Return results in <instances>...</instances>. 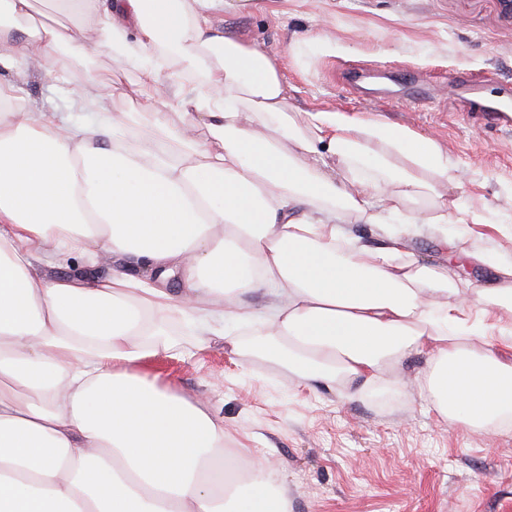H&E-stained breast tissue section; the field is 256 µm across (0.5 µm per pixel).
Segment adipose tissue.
Segmentation results:
<instances>
[{"label": "adipose tissue", "mask_w": 512, "mask_h": 512, "mask_svg": "<svg viewBox=\"0 0 512 512\" xmlns=\"http://www.w3.org/2000/svg\"><path fill=\"white\" fill-rule=\"evenodd\" d=\"M37 2L0 0V512H288L267 467L228 483L242 462L208 403L143 374L172 348L163 311L203 334L231 320L232 353L350 400L429 353L444 417L512 431V361L498 354L512 348V264L468 315L447 270L404 258L396 201L451 167L433 139L339 110L310 113L302 132L277 63L214 26L224 0H50L48 23ZM94 53L144 72L136 92L159 130L180 113L178 151L118 138L99 113L112 86L91 76L74 101L91 123L18 106L17 77L34 67L51 82L59 58ZM350 212L386 225L384 245L353 237ZM74 252L179 269L185 288L34 274ZM258 287L273 302L244 309Z\"/></svg>", "instance_id": "ef3b65f1"}]
</instances>
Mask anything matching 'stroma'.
I'll return each mask as SVG.
<instances>
[{
	"mask_svg": "<svg viewBox=\"0 0 512 512\" xmlns=\"http://www.w3.org/2000/svg\"><path fill=\"white\" fill-rule=\"evenodd\" d=\"M214 25L262 47L279 66L291 117L341 110L368 121L409 128L434 139L454 167L435 179L453 206L449 225L463 234L444 244L422 229L409 255L444 264L462 286L486 288L493 261L512 262V129L474 126L449 107L448 74L461 67L512 88V0H224ZM392 63L424 100L390 93L373 79L359 94L343 82V67ZM99 54L60 67L55 84L28 74L19 94L33 106L70 111L86 76L116 80L102 109L131 136L151 129L156 115L136 93L140 72ZM457 263H450L449 255ZM52 278L75 273L95 282L126 273L172 296L181 277L161 280L149 267L119 255L75 257L36 266ZM183 351L151 360L148 377L206 400L224 420L228 453L270 467L287 479L289 512H512V433L459 428L441 416L420 386L431 357L417 352L379 387L357 400L320 384L299 385L284 369L229 351L223 338L179 337Z\"/></svg>",
	"mask_w": 512,
	"mask_h": 512,
	"instance_id": "35a3bbf8",
	"label": "stroma"
}]
</instances>
